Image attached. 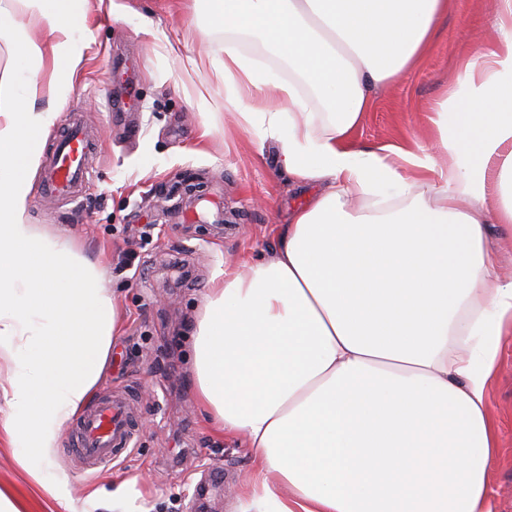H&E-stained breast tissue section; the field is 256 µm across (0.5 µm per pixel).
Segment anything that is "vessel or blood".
Wrapping results in <instances>:
<instances>
[{
    "label": "vessel or blood",
    "mask_w": 512,
    "mask_h": 512,
    "mask_svg": "<svg viewBox=\"0 0 512 512\" xmlns=\"http://www.w3.org/2000/svg\"><path fill=\"white\" fill-rule=\"evenodd\" d=\"M93 139L72 119L43 165V190L53 197L75 198L88 181ZM135 440L130 403L116 396L97 400L79 418L69 443L71 453L94 467H107L132 448Z\"/></svg>",
    "instance_id": "vessel-or-blood-1"
}]
</instances>
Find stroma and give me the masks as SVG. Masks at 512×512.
Here are the masks:
<instances>
[{
	"label": "stroma",
	"instance_id": "1",
	"mask_svg": "<svg viewBox=\"0 0 512 512\" xmlns=\"http://www.w3.org/2000/svg\"><path fill=\"white\" fill-rule=\"evenodd\" d=\"M76 22L85 33L84 58L56 101L45 142L53 144L79 117L99 139L92 177L70 202L46 198L41 173L33 171L25 219L39 232L69 234L103 265L105 285L119 298L121 327L97 393L133 390L140 410L137 445L112 469L84 471L62 448L57 460L78 497L119 476L135 480L144 512H198L203 487L211 512H235L249 451L203 425L188 332L215 271L229 259L274 250L279 225L316 188L278 174L275 144L260 142L225 112L224 78L211 65L224 30L200 0H112ZM495 37L492 0H453L422 64L376 92L355 145L407 134L431 139L428 114L467 93L458 79L466 44ZM182 54L197 68L184 70ZM125 80V103L109 108L108 82ZM205 123L214 132L202 141ZM491 410L501 420L506 463L491 478L490 498L494 512H512V335L502 342Z\"/></svg>",
	"mask_w": 512,
	"mask_h": 512
}]
</instances>
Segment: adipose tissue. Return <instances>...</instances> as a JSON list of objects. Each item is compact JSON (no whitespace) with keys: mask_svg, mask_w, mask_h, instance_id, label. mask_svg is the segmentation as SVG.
<instances>
[{"mask_svg":"<svg viewBox=\"0 0 512 512\" xmlns=\"http://www.w3.org/2000/svg\"><path fill=\"white\" fill-rule=\"evenodd\" d=\"M85 2L0 0V32L34 68L52 66L48 82L27 76L0 93V441L48 512H90L103 496L141 512L127 479L74 498L56 459L105 373L118 304L71 238L25 221L57 117L37 102L83 60L81 31L62 18ZM449 2L206 0L226 34L213 60L225 110L277 144L290 181L323 186L270 257L212 277L192 333L206 425L251 451L237 512H492L503 458L489 392L512 279L485 229L512 224V0H494L498 36L464 60L467 98L453 112L439 103L430 144L351 140L373 90L424 60ZM23 10L44 42L17 22ZM240 35L258 38L265 60L243 53ZM312 97L327 113L309 110ZM357 188L375 203L358 204Z\"/></svg>","mask_w":512,"mask_h":512,"instance_id":"1","label":"adipose tissue"}]
</instances>
